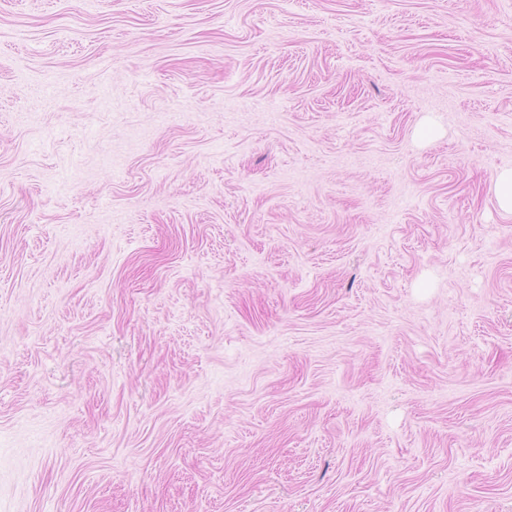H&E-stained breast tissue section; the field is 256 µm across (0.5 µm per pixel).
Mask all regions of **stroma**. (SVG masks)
<instances>
[{"mask_svg": "<svg viewBox=\"0 0 512 512\" xmlns=\"http://www.w3.org/2000/svg\"><path fill=\"white\" fill-rule=\"evenodd\" d=\"M512 0H0V512H512Z\"/></svg>", "mask_w": 512, "mask_h": 512, "instance_id": "obj_1", "label": "stroma"}]
</instances>
